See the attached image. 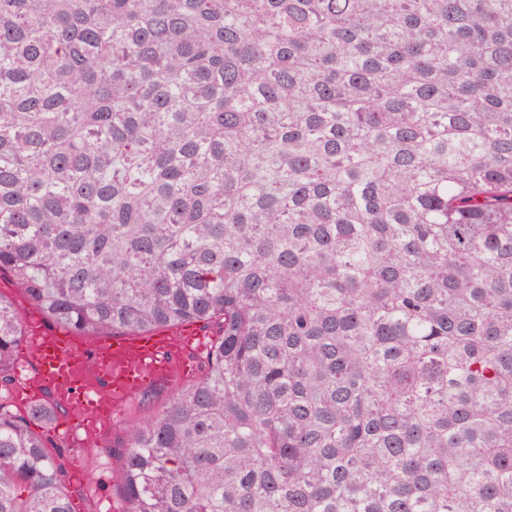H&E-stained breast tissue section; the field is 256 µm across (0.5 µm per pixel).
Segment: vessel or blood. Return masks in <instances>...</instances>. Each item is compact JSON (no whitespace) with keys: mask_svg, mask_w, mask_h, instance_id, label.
I'll return each instance as SVG.
<instances>
[{"mask_svg":"<svg viewBox=\"0 0 512 512\" xmlns=\"http://www.w3.org/2000/svg\"><path fill=\"white\" fill-rule=\"evenodd\" d=\"M25 327L37 361V383L22 382L16 396L24 402L50 397L64 408L71 436L84 443L102 438L112 416L155 381H178L191 374V360L207 348L194 330L115 336L94 342L47 332L39 318Z\"/></svg>","mask_w":512,"mask_h":512,"instance_id":"b4317fda","label":"vessel or blood"}]
</instances>
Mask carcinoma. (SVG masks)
I'll use <instances>...</instances> for the list:
<instances>
[{
  "label": "carcinoma",
  "mask_w": 512,
  "mask_h": 512,
  "mask_svg": "<svg viewBox=\"0 0 512 512\" xmlns=\"http://www.w3.org/2000/svg\"><path fill=\"white\" fill-rule=\"evenodd\" d=\"M2 275L217 323L123 512H512V0H0ZM25 345L0 294V512H74Z\"/></svg>",
  "instance_id": "1"
}]
</instances>
